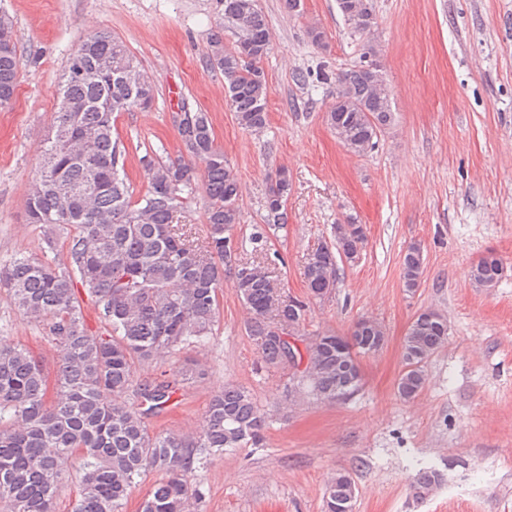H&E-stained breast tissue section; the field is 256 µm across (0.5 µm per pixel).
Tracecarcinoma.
<instances>
[{
  "instance_id": "1",
  "label": "carcinoma",
  "mask_w": 512,
  "mask_h": 512,
  "mask_svg": "<svg viewBox=\"0 0 512 512\" xmlns=\"http://www.w3.org/2000/svg\"><path fill=\"white\" fill-rule=\"evenodd\" d=\"M222 21L211 34L206 62L224 78L230 110L244 130L259 135L268 124L271 93L262 62L270 52L265 16L242 9L238 0H223ZM232 40H224V32ZM0 108L13 100L20 58L9 16L0 13ZM252 57L239 59L240 45ZM380 59L368 43L359 64L336 73L339 92L325 121L346 151L361 155L372 149L394 122L392 94ZM71 58L80 59L105 78L76 81L66 64L58 86V107L47 134L42 160L26 198L31 224L43 227L47 249L64 259L21 255L0 267V287L15 309L46 332L57 356L53 395L42 363L23 344L0 341V512H58L63 487L76 484L71 512H122L136 480L152 472L165 479L145 498L141 512H200L202 493L193 482L197 468L246 444L262 446L269 413L257 406L244 386H226L212 394L198 428L190 434L156 431L151 419L163 414L187 378L205 375L202 365L185 363L178 377L135 381V362L171 356L212 334L220 316L224 273L250 317L247 333L268 369L288 366L284 334L301 336L309 302L336 288L340 255L318 242L307 254V297L277 288L271 261H257L226 242L241 223L240 181L224 150L215 141L211 119L200 109L183 113L177 132L191 160H165L148 148L139 158L147 190L135 195L125 170L127 149L114 135L119 114L155 98L153 83L136 56L110 32L87 37ZM204 164L199 169L196 161ZM205 195L206 236H195L181 223L196 185ZM288 171L268 176L264 197L266 227H255L252 251H265V228L288 223L285 204L291 191ZM63 230V242L56 231ZM423 251L410 246L403 257L404 287L420 286ZM494 252L470 268L477 288H489L503 276ZM99 315L97 332L86 328L80 294ZM386 336L381 322L367 317L346 336L334 332L302 336L306 343L308 381L299 397L338 401L344 384L361 372L358 358L366 346ZM448 336L441 314L429 320L420 313L403 340L404 368L397 395L415 399L426 383L424 363ZM356 347L336 352L334 340ZM442 480L424 468L410 496L426 498ZM354 480L338 473L327 483L324 512L336 504L351 507Z\"/></svg>"
}]
</instances>
